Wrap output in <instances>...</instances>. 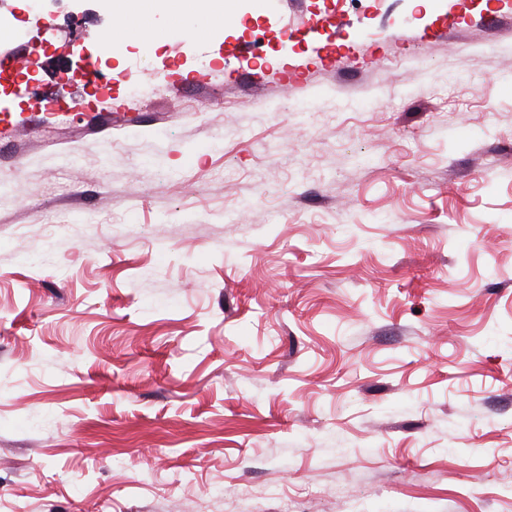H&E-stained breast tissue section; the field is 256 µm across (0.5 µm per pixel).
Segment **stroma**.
<instances>
[{
	"label": "stroma",
	"instance_id": "stroma-1",
	"mask_svg": "<svg viewBox=\"0 0 512 512\" xmlns=\"http://www.w3.org/2000/svg\"><path fill=\"white\" fill-rule=\"evenodd\" d=\"M234 9L0 6V512H512V0Z\"/></svg>",
	"mask_w": 512,
	"mask_h": 512
}]
</instances>
